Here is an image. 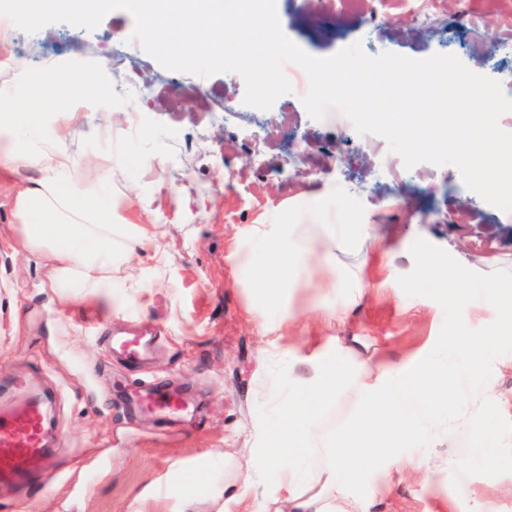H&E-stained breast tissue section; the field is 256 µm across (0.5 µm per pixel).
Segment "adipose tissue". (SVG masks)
<instances>
[{
  "label": "adipose tissue",
  "instance_id": "adipose-tissue-1",
  "mask_svg": "<svg viewBox=\"0 0 512 512\" xmlns=\"http://www.w3.org/2000/svg\"><path fill=\"white\" fill-rule=\"evenodd\" d=\"M89 82L92 92L74 96L72 84ZM112 85L102 69L74 63L39 75L22 67L0 80V176L27 174L12 198V215L26 252L44 261L50 288L63 298L112 305V291L131 286L146 293L144 277L126 278L121 260L142 243L141 225L119 221L127 205L112 189V132L101 144L72 150V129L88 114L113 111ZM370 224H250L230 256L251 290L248 309L264 334L283 337L291 318L288 288L316 274L336 277V246L370 237ZM483 306L500 313L499 330L476 334L467 327L470 300L457 291L460 326L427 355L411 360L359 362L358 344L317 352L306 375L287 369L266 393L271 415L252 439L260 454L225 487V504L245 498L263 512H381L392 475L402 461L395 449L435 433L440 406L461 414L474 446L448 460L459 476L474 462H505L501 438L491 427L492 385L484 368L503 366L502 329L512 327V298L496 283L479 293ZM354 388L363 409L356 424L328 446L324 432L305 409L308 401L333 398L339 387ZM276 466L267 483L268 464Z\"/></svg>",
  "mask_w": 512,
  "mask_h": 512
}]
</instances>
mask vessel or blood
Segmentation results:
<instances>
[{
	"mask_svg": "<svg viewBox=\"0 0 512 512\" xmlns=\"http://www.w3.org/2000/svg\"><path fill=\"white\" fill-rule=\"evenodd\" d=\"M115 349L129 362L148 359L152 342L143 336H117ZM14 395L0 401V488L28 491L37 476L49 469L59 450L49 442L52 405L48 395L27 380L14 381ZM147 409L173 411L178 402L153 380L142 386Z\"/></svg>",
	"mask_w": 512,
	"mask_h": 512,
	"instance_id": "1",
	"label": "vessel or blood"
}]
</instances>
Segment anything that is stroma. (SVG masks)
I'll return each instance as SVG.
<instances>
[{
    "instance_id": "1",
    "label": "stroma",
    "mask_w": 512,
    "mask_h": 512,
    "mask_svg": "<svg viewBox=\"0 0 512 512\" xmlns=\"http://www.w3.org/2000/svg\"><path fill=\"white\" fill-rule=\"evenodd\" d=\"M375 2L350 19L339 0H276V10L285 35L315 57L358 43L372 57L452 54L492 78L512 72V54H487L488 45L512 40V0H483L478 18L467 14V0H436L424 26L415 0ZM377 9L391 22L374 20ZM134 28L133 16L116 10L91 31L56 22L17 31L0 46V60L35 71L73 55L105 65L122 50L126 68L112 70V86L135 111L90 117L75 128L72 147L82 149L106 123L125 132L128 154L114 162L113 188L129 199L126 222L158 227V246L171 256L169 274L119 309L60 299L43 286L44 266L18 246L12 189L0 183V389L38 379L53 399L63 448L39 488L7 498L5 512H176L184 499L187 512H217L212 492L233 483L244 464L250 429L267 414L262 392L275 376L268 338L247 313L251 291L238 283L229 255L246 225L282 217L312 223L302 207L309 197L328 199L323 223L369 222L382 240L359 251L337 246L335 286L315 277L289 290L299 327L281 345L295 363L352 335L365 339L363 359H404L457 329L450 296L414 287L420 255L456 270L462 287L494 280L512 291V212L470 191L456 167L408 168L384 138L359 134L346 116L312 119L302 104L309 80L298 65L285 67L291 93L263 111L245 105L238 74L203 78L163 68L129 41ZM200 92L209 111L198 107ZM357 269L372 288L349 318L332 327L307 321L313 300L349 298L344 276ZM127 333L158 339L143 369L110 347ZM139 377L179 390L185 410L169 420L144 411L131 393ZM307 410L337 432L357 422L361 398L344 389ZM439 428L409 448L410 458L444 461L470 448L459 422L444 417ZM476 499L512 512V462L475 464L455 482L444 469L427 482L406 471L386 512H469Z\"/></svg>"
}]
</instances>
